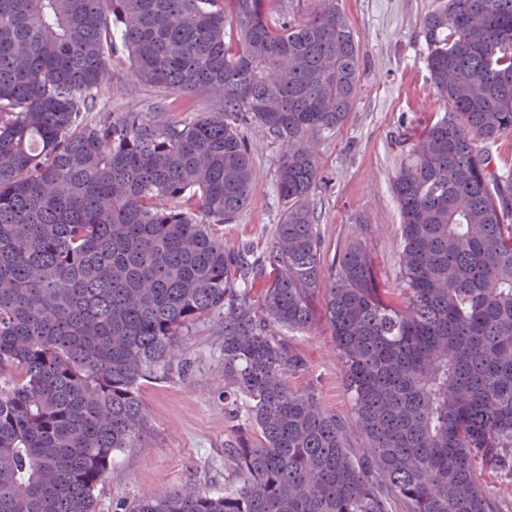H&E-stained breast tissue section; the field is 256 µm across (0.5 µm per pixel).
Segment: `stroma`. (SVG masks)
Here are the masks:
<instances>
[{"instance_id": "35a3bbf8", "label": "stroma", "mask_w": 512, "mask_h": 512, "mask_svg": "<svg viewBox=\"0 0 512 512\" xmlns=\"http://www.w3.org/2000/svg\"><path fill=\"white\" fill-rule=\"evenodd\" d=\"M359 43L360 90L347 122L315 145L325 177L311 206L321 235L324 265L367 223L365 237L381 288L398 284L400 214L391 190L399 156L395 141L446 110L425 65L423 20L438 0H338ZM112 81L98 92L86 115L94 121L137 107L152 121L188 122L214 111L208 93H176L136 81L127 54L111 60ZM259 174L250 201L235 221L216 224L213 234L226 249L254 262L262 257L280 223L284 205L275 190L280 141L261 128L246 132ZM309 330L273 324L269 334L290 344L305 366L288 379L296 390H314L322 408L345 422L352 449L363 452L352 401L336 360L335 339L325 316L323 291L312 298ZM224 315L216 312L184 329L177 358L163 379L141 381L148 410L146 434L138 447L118 452L95 489L97 512H130L144 496L168 490L220 494L237 487L233 448L240 436L258 442L247 414L237 422L224 416Z\"/></svg>"}]
</instances>
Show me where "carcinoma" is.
Returning a JSON list of instances; mask_svg holds the SVG:
<instances>
[{
    "label": "carcinoma",
    "instance_id": "cac0c4a2",
    "mask_svg": "<svg viewBox=\"0 0 512 512\" xmlns=\"http://www.w3.org/2000/svg\"><path fill=\"white\" fill-rule=\"evenodd\" d=\"M423 34L446 111L397 140L396 301L361 231L324 270L310 209L315 143L360 89L337 0L279 24L267 0H0V512H96L147 424L140 382L221 310L224 411L244 402L260 443L233 449L236 489L135 512H508L477 469L512 474V173L480 147L512 135V0H441ZM119 47L137 81L220 108L87 122ZM252 126L281 141L284 203L258 315L236 290L253 266L210 232L249 202ZM320 287L362 461L315 391L288 385L302 357L266 334L310 329Z\"/></svg>",
    "mask_w": 512,
    "mask_h": 512
}]
</instances>
